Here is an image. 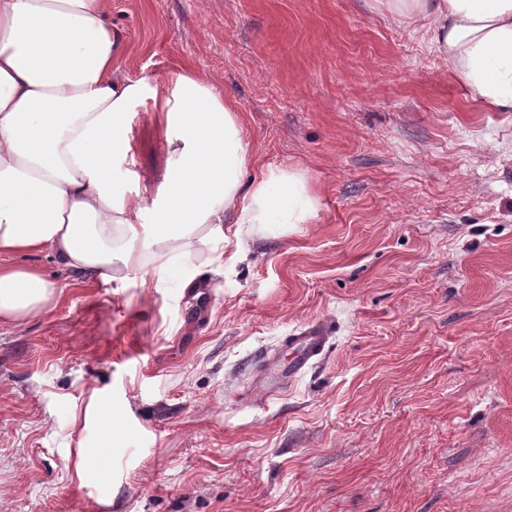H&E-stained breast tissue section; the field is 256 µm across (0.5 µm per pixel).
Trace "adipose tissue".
Masks as SVG:
<instances>
[{
    "mask_svg": "<svg viewBox=\"0 0 512 512\" xmlns=\"http://www.w3.org/2000/svg\"><path fill=\"white\" fill-rule=\"evenodd\" d=\"M391 18L423 29L470 98L512 112V0H385ZM123 47L110 0H0V256L48 254L73 282L142 271L145 255L241 243L258 224H307L319 198L283 164L251 175L240 112L194 72L149 88L120 77ZM151 100L177 135L178 163L130 196L112 163L131 149L128 114ZM151 227L142 246L136 225ZM36 265L0 264V323L20 325L55 304Z\"/></svg>",
    "mask_w": 512,
    "mask_h": 512,
    "instance_id": "ef3b65f1",
    "label": "adipose tissue"
}]
</instances>
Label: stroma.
Instances as JSON below:
<instances>
[{
	"label": "stroma",
	"mask_w": 512,
	"mask_h": 512,
	"mask_svg": "<svg viewBox=\"0 0 512 512\" xmlns=\"http://www.w3.org/2000/svg\"><path fill=\"white\" fill-rule=\"evenodd\" d=\"M122 76L229 96L262 171L305 170L309 224L244 261L192 253L61 287L0 325V512H512V112L472 101L371 0H112ZM127 194L177 163L150 102ZM199 289L186 287V280ZM333 321L325 357L252 391L264 353ZM99 393L112 469L76 477Z\"/></svg>",
	"instance_id": "35a3bbf8"
}]
</instances>
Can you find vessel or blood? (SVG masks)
I'll return each instance as SVG.
<instances>
[{"mask_svg":"<svg viewBox=\"0 0 512 512\" xmlns=\"http://www.w3.org/2000/svg\"><path fill=\"white\" fill-rule=\"evenodd\" d=\"M330 338L327 321L301 325L288 338V360H281L275 352L265 355L264 368L255 381L256 386L268 393L280 391L288 381L302 376L324 357Z\"/></svg>","mask_w":512,"mask_h":512,"instance_id":"b4317fda","label":"vessel or blood"}]
</instances>
